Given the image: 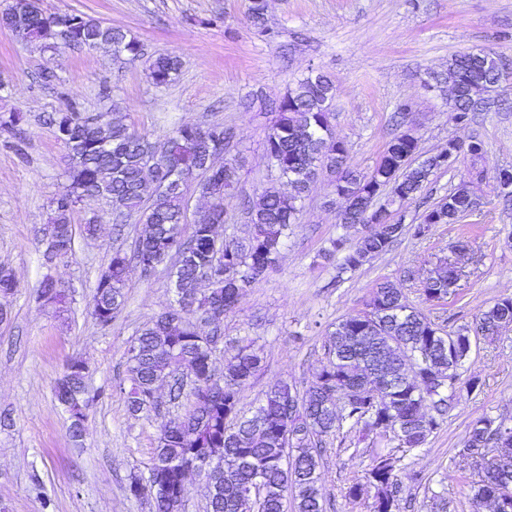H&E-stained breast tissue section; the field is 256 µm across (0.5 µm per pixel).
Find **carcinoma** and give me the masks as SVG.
Wrapping results in <instances>:
<instances>
[{
    "label": "carcinoma",
    "instance_id": "1",
    "mask_svg": "<svg viewBox=\"0 0 512 512\" xmlns=\"http://www.w3.org/2000/svg\"><path fill=\"white\" fill-rule=\"evenodd\" d=\"M267 0H250L249 18L260 33L266 28ZM0 23L12 29L28 30L29 43L55 51L57 41L83 47L88 42L112 51L121 48L125 60L144 56L140 41L128 31L75 13H47L38 0H14ZM495 52H460L448 59L441 81L459 91L452 97L459 122L466 124L471 103L496 91L499 63ZM181 67L174 53L150 58L147 77L151 84H171ZM336 85L322 73L299 80L276 104L278 119L266 138L265 155L278 179L291 187L285 193L264 189L251 210V236L243 241H224V268L217 270L219 285L207 295L194 288L199 266L213 258L209 243L213 225L224 223V194L234 183L235 168L220 176L196 172V191L205 199L218 201L199 224H180L185 209L186 182L170 178L171 167L182 164L187 171L201 165L198 137L226 139L222 124L206 127L182 125L163 142L152 144L146 135L126 124L105 121L90 125L78 117L74 105L49 116L57 141L68 151L66 183L51 201V218L43 236L54 241L56 261L71 257L75 250L72 216L80 203L105 198L112 211L131 218H155L150 230L137 234L130 252L116 251L107 269L93 286L90 314L95 321L112 324L124 307L128 271L135 266L149 276L163 266L168 276L182 285L180 307L189 315L206 307L227 313L238 304L245 289L266 276L287 246L289 230L302 200L321 171L341 177L332 182L333 192L347 201L346 223L355 224L360 214L373 220L374 231L354 245L338 238L336 251L344 252L342 269L357 270L385 253L409 228L389 218L388 207L416 196L433 170L452 167L460 146L451 140L448 150L412 165L418 139L403 133L394 137L381 156L378 167L362 173L350 163L344 140L336 137L330 123ZM389 191L387 204L376 199ZM472 192L468 182L460 183L436 207L426 211L414 225V235L425 236L439 224H453L471 211ZM423 286L428 301L448 297V268ZM54 294L63 306L65 294L49 274L40 284V295ZM376 318L363 321L353 316L338 322L326 336L327 364L303 393L285 381L273 384L258 406L243 402V390L260 369L261 350L248 343L224 359L221 373H213L199 388L185 393L192 406L171 426L164 424L165 412L152 397L153 383L193 363L205 372L214 367L208 361L211 348L197 342L189 327L164 326L160 313L134 336L137 353H124L126 378L119 384L129 413L154 419L158 427L157 446L148 472L160 491L153 495L152 512H183L185 501L176 496L186 491L187 475L202 468L210 455L218 456L217 469L209 474L212 493L205 512H246L254 494L256 512H327L329 502L320 484L321 438L336 434L349 425L356 443L368 439L366 427L388 421L385 432L393 434L402 448H419L440 426L448 411V392L437 390L422 377L407 373L414 361L430 367L448 365V345L435 335L438 326L412 307L391 282L376 284L372 291ZM488 326L512 321V298L497 300L481 313ZM399 345V353L385 351L387 340ZM364 396L336 402L353 386ZM57 405L70 419L71 441H83L86 408L92 397L83 376L61 378L53 387ZM491 419L472 423L467 445L489 444L487 425ZM367 482L376 489L374 512H400V485L393 457L378 454L366 472ZM512 483V458L485 471L474 484V495L490 497L493 485Z\"/></svg>",
    "mask_w": 512,
    "mask_h": 512
}]
</instances>
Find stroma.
<instances>
[{
  "label": "stroma",
  "instance_id": "35a3bbf8",
  "mask_svg": "<svg viewBox=\"0 0 512 512\" xmlns=\"http://www.w3.org/2000/svg\"><path fill=\"white\" fill-rule=\"evenodd\" d=\"M49 13L78 12L130 30L143 43L145 59L129 63L102 49L59 46L43 51L17 42L0 26V115L27 116L22 135L0 129V265L18 281L0 323V512H151L147 499L128 491L130 474H146L157 445V425L131 417L118 385L125 376L123 352L138 328L173 301L165 271L128 274L127 304L110 326L98 325L88 307L92 285L113 251L130 250L137 234L112 232L105 201L83 202L72 222L79 234L71 259L54 274L66 286V308L43 304L45 272L38 229L50 217V202L66 182L67 150L47 113L68 100L82 114L111 113L151 141L182 124L221 123L232 134L227 159L237 161L238 181L224 196L225 233L250 232L248 200L276 180L264 143L277 114L273 101L320 71L336 84L331 123L359 171L373 169L395 131L419 141L420 156L480 139L484 156L459 154L448 169L435 170L417 196L392 206L396 219L418 223L424 209L460 182L472 181L477 205L453 224L424 237L402 236L389 252L357 271L340 273L325 259L337 237L355 244L361 225L344 227L345 203L332 178L317 175L292 226L276 269L246 289L225 314V339H245L261 348L262 369L244 390L258 405L271 384L288 381L305 391L326 364L325 333L332 324L366 310L376 283L390 280L408 302L444 332L471 331L472 348L444 420L418 448H396V473L406 512H490L471 488L480 476L465 446L468 427L480 417L512 423V325L490 336L477 334L480 314L512 297V202H504L496 174L512 167V107L475 112L463 125L434 73L463 50L490 49L512 61V0H268L270 36L258 35L248 19L249 0H40ZM173 52L181 70L169 86L147 78L150 55ZM53 70V85L38 74ZM480 180H472V171ZM100 230L81 236L88 220ZM469 243L453 255L452 244ZM455 257L460 280L441 302L426 301L421 283L436 263ZM83 359L96 398L87 410L82 447L69 439L67 414L57 406L53 384L69 361ZM477 390H469L470 379ZM379 445L353 443L349 433L327 437L321 485L333 512H373L376 490L365 473ZM422 482H415L413 474ZM363 484L358 497L350 485Z\"/></svg>",
  "mask_w": 512,
  "mask_h": 512
}]
</instances>
